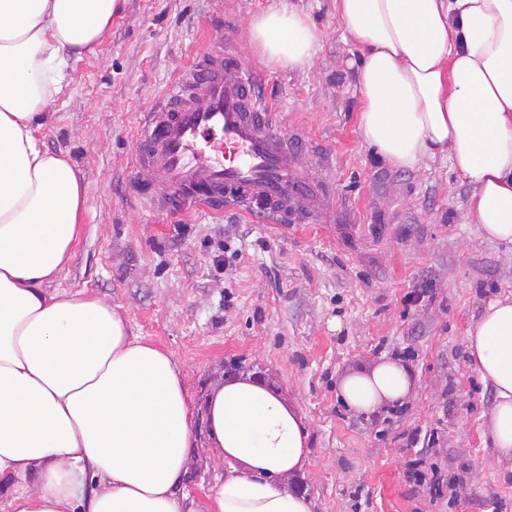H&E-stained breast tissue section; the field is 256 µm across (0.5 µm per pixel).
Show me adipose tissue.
Segmentation results:
<instances>
[{
	"mask_svg": "<svg viewBox=\"0 0 512 512\" xmlns=\"http://www.w3.org/2000/svg\"><path fill=\"white\" fill-rule=\"evenodd\" d=\"M121 0H0V493L10 512H182L196 414L229 469L205 512H311L283 480L308 456L297 413L254 380L215 385L196 406L171 353L133 336L99 299L50 291L72 260L86 209L82 176L36 136L68 59L94 51ZM361 56L367 143L396 168L447 156L472 189L482 238L512 244V0H338ZM280 67L311 64L308 16L252 24ZM466 352L494 395L484 426L512 459V298L488 301ZM414 386L394 359L343 377L372 415ZM35 490H28V481ZM93 491H86V482Z\"/></svg>",
	"mask_w": 512,
	"mask_h": 512,
	"instance_id": "obj_1",
	"label": "adipose tissue"
}]
</instances>
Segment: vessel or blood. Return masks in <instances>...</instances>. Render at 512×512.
<instances>
[{
  "mask_svg": "<svg viewBox=\"0 0 512 512\" xmlns=\"http://www.w3.org/2000/svg\"><path fill=\"white\" fill-rule=\"evenodd\" d=\"M297 141L218 36L139 118L133 181L165 213L234 208L279 227L303 214L335 222V199L307 172L328 170L330 159L308 160Z\"/></svg>",
  "mask_w": 512,
  "mask_h": 512,
  "instance_id": "obj_1",
  "label": "vessel or blood"
}]
</instances>
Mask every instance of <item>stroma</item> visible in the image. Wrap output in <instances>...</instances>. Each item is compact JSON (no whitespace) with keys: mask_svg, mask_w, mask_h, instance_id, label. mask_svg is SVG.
<instances>
[{"mask_svg":"<svg viewBox=\"0 0 512 512\" xmlns=\"http://www.w3.org/2000/svg\"><path fill=\"white\" fill-rule=\"evenodd\" d=\"M277 6L321 33L309 67L273 66L251 34ZM283 130L336 158L333 186L351 222L304 233L234 212L162 214L131 187L137 118L193 56L216 18ZM354 46L336 0H125L94 52L70 58L37 136L70 158L86 186L75 256L54 286L117 308L132 332L169 351L196 401L236 367L276 390L309 433L304 487L313 512H512V463L484 432L493 392L470 367L468 329L490 299L512 296V245L484 240L471 189L435 160L380 161L359 125ZM403 359L415 384L404 406L366 417L340 379ZM187 490L202 512L226 474L196 422ZM438 463L441 495L408 479Z\"/></svg>","mask_w":512,"mask_h":512,"instance_id":"obj_1","label":"stroma"}]
</instances>
